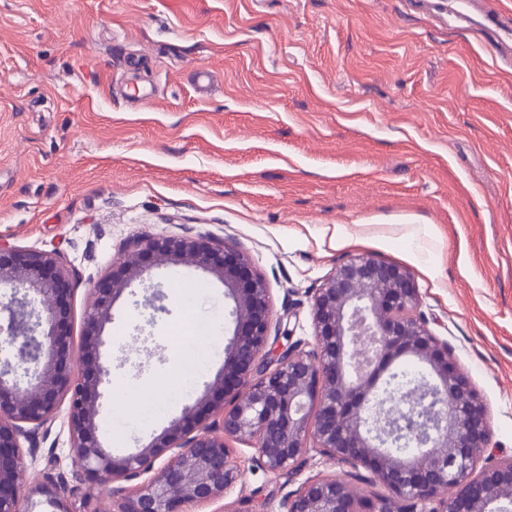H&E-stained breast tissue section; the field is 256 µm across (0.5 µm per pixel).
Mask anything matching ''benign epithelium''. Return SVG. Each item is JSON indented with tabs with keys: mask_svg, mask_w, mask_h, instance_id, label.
I'll list each match as a JSON object with an SVG mask.
<instances>
[{
	"mask_svg": "<svg viewBox=\"0 0 512 512\" xmlns=\"http://www.w3.org/2000/svg\"><path fill=\"white\" fill-rule=\"evenodd\" d=\"M146 256L211 271L234 301L236 327L224 368L206 386L221 393L210 412L187 407L136 453L114 456L97 435L109 375L102 332ZM2 292L12 302L0 307L8 311L0 333L16 348L17 365L0 366V512H35L36 495L49 512H94L98 489L112 512H192L224 500L239 481V445L255 449L272 474L315 452L368 468L390 492L370 499L342 479L314 477L288 498L286 512H412L428 504L430 512H497L512 504V456L478 466L491 441L485 405L448 344L417 314L418 288L406 267L369 254L336 267L312 296L315 347L307 350L271 335L270 291L245 253L202 238H142L95 288L77 373L63 333L72 273L60 257L0 243ZM31 294L40 307H28ZM406 359L427 374L407 409L385 387ZM64 405L70 448L93 482L76 500L61 496L49 474L29 478L25 457L37 448L20 442Z\"/></svg>",
	"mask_w": 512,
	"mask_h": 512,
	"instance_id": "7a95c632",
	"label": "benign epithelium"
}]
</instances>
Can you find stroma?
<instances>
[{"mask_svg": "<svg viewBox=\"0 0 512 512\" xmlns=\"http://www.w3.org/2000/svg\"><path fill=\"white\" fill-rule=\"evenodd\" d=\"M511 59L432 0H0V241L72 270L76 347L93 288L142 237L241 249L274 322L308 344L311 295L339 264L409 267L427 327L487 406L486 459L512 456ZM339 224L351 243H330ZM232 309L205 269L144 259L104 329L111 376L141 382L106 396L105 446L134 452L184 408L208 409ZM36 446L35 474L71 479L65 414ZM235 461L224 502L196 512H285L316 475L385 492L317 454L282 475L250 448Z\"/></svg>", "mask_w": 512, "mask_h": 512, "instance_id": "obj_1", "label": "stroma"}]
</instances>
